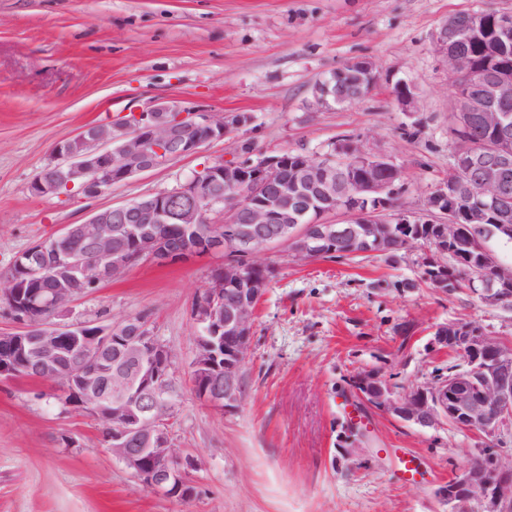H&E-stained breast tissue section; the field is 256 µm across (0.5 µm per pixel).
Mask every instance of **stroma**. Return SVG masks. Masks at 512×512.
Instances as JSON below:
<instances>
[{
  "mask_svg": "<svg viewBox=\"0 0 512 512\" xmlns=\"http://www.w3.org/2000/svg\"><path fill=\"white\" fill-rule=\"evenodd\" d=\"M485 9L512 11V0H0V276L64 225L171 190L205 163L237 158L245 142L320 159L337 138L357 136L402 171L393 210L423 212L452 162L454 88L435 37L450 16ZM358 58L380 73L370 95L312 109L314 85ZM398 80L414 91L410 109L391 96ZM163 99L251 122L106 194L32 195L57 143ZM425 253L268 254L275 272L256 307L241 401L216 412L187 391L172 421L175 447L199 462L188 499L145 491L113 457L102 422L63 405L54 384L0 380V512H445L435 491L468 462L472 434L370 410L361 453L343 454L358 374L382 375L401 393L434 381L462 361L429 344L444 323L512 344V310L421 283ZM223 262H141L76 297L56 321L146 316L186 375L191 305ZM390 448L417 457L423 479L400 480Z\"/></svg>",
  "mask_w": 512,
  "mask_h": 512,
  "instance_id": "stroma-1",
  "label": "stroma"
}]
</instances>
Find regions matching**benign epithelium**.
<instances>
[{"mask_svg":"<svg viewBox=\"0 0 512 512\" xmlns=\"http://www.w3.org/2000/svg\"><path fill=\"white\" fill-rule=\"evenodd\" d=\"M488 22L484 11L454 15L437 37L448 77L456 81L454 110L463 122L475 115L494 133L482 149H456L448 179L430 196L427 216L401 210L387 216L388 199L402 183V172L382 152H369L354 138L338 147V163H322L301 152L297 163L288 151L261 154L245 162L218 161L176 188L133 202L95 211L82 224H69L50 240L21 254L26 291L20 280L0 278V303L8 307L24 331L0 336V343L19 350L25 364L35 365L40 378L70 395L75 405L102 421L112 448L144 490L160 497L185 499L194 492L191 471L196 460L174 447L172 420L181 394L174 374L175 353L161 343L148 320L128 316L121 321L57 325L40 313L56 315L76 295L72 284L95 287L120 277L142 258L158 266L209 254H225L224 265L202 288L191 315L198 326L196 355L191 363L194 397L222 412L241 400V372L246 362L256 305L270 279L251 273L269 263L260 255L288 248L296 261L320 255L322 243L352 250L372 243L384 247L394 234L411 242L409 225L436 224L437 255L448 254L456 242L457 204L465 181L476 186L481 202L464 210L478 231L512 236V224H487L502 207L512 169V114L498 108L512 102V77L489 70L474 77L471 57L450 46L467 31L476 33ZM359 83L371 92L380 75L366 58L355 60ZM392 95L401 106L413 101L409 86L398 81ZM313 106L336 104V74L313 88ZM250 122L242 113L201 112L173 101L119 123L93 125L59 142L50 163L32 180L38 197L79 186L91 197L137 174L192 155L210 141L222 140ZM185 202L177 216L184 243L173 244L157 233L167 223L170 201ZM224 215L225 230L211 223L215 210ZM338 213L340 222L322 217ZM471 249L480 255L482 275L464 284L489 307L507 306L512 299V265L500 263L483 238L474 235ZM243 257L240 263L237 257ZM50 281L52 287L40 284ZM432 347L463 354L468 367L460 374L427 387L398 394L375 373L355 377V394L367 408L429 429L448 423L472 433L478 443L468 464L440 485L436 496L448 512H512V457L503 460L502 431L512 429V345L501 343L463 323L437 327ZM77 351L78 370H68V351ZM116 354L115 366L104 355Z\"/></svg>","mask_w":512,"mask_h":512,"instance_id":"7a95c632","label":"benign epithelium"}]
</instances>
